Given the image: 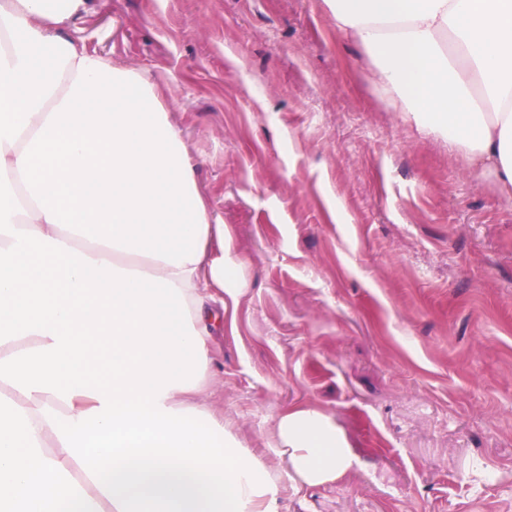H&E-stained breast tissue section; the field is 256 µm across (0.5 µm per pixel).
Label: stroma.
Listing matches in <instances>:
<instances>
[{
	"mask_svg": "<svg viewBox=\"0 0 512 512\" xmlns=\"http://www.w3.org/2000/svg\"><path fill=\"white\" fill-rule=\"evenodd\" d=\"M62 32L163 91L243 264L216 412L272 459L314 408L356 457L278 512H512V197L402 121L323 0H89Z\"/></svg>",
	"mask_w": 512,
	"mask_h": 512,
	"instance_id": "stroma-1",
	"label": "stroma"
}]
</instances>
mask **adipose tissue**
<instances>
[{
	"mask_svg": "<svg viewBox=\"0 0 512 512\" xmlns=\"http://www.w3.org/2000/svg\"><path fill=\"white\" fill-rule=\"evenodd\" d=\"M402 120L512 197V0H324ZM0 0V512H276L353 465L281 415L282 472L204 399L245 284L154 84ZM482 97H474V87Z\"/></svg>",
	"mask_w": 512,
	"mask_h": 512,
	"instance_id": "ef3b65f1",
	"label": "adipose tissue"
}]
</instances>
